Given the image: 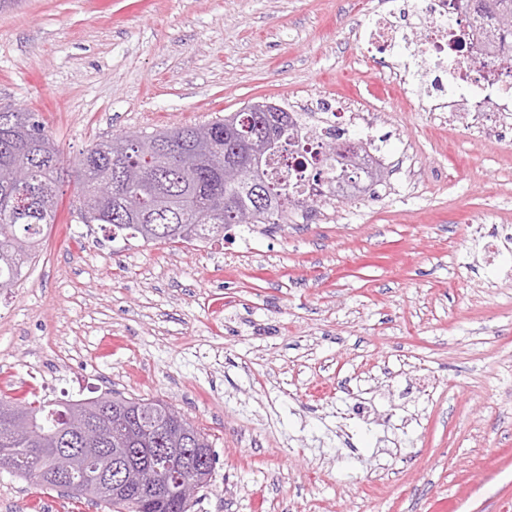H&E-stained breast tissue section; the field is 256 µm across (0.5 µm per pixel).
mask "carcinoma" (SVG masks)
<instances>
[{"label": "carcinoma", "instance_id": "1", "mask_svg": "<svg viewBox=\"0 0 512 512\" xmlns=\"http://www.w3.org/2000/svg\"><path fill=\"white\" fill-rule=\"evenodd\" d=\"M474 18L487 20L481 41L469 50L473 67L484 66L488 51L501 44L509 47L503 57L500 74L512 77V0H470ZM288 121L282 141L288 158L303 153L301 113L282 110ZM249 140L237 113L202 126H185L151 134L126 135L91 145L76 160L77 211L85 224L112 225V239H139L146 243L192 244L224 237V229L237 223V215L227 202L251 213L253 224H278L288 214L307 210L310 198L291 193L288 182L294 174L305 173L315 182L336 183V199H346L341 191L357 186L340 177L336 159L324 150L336 144L321 139L311 170L301 160L287 166L283 179L270 180L265 174L268 158L259 168L247 172L245 179H234L224 172V159L231 149L244 148ZM64 170L59 147L45 131L34 112L0 109V295L14 287L23 269L40 245L41 227L52 224L57 209L56 183ZM118 175V196L102 199L96 185ZM271 187L264 199L248 191L253 183ZM162 402L126 398L110 389L89 399L65 400L63 404L34 399L8 400L0 395V416L12 413L24 422L29 438L17 442L22 449L12 471L33 479L27 452L39 455L38 470L45 474L40 482L60 489L51 478L57 462L53 443L59 432L78 427L83 413L100 414L99 433L82 444L84 448H174L177 438L194 441L209 448L207 437L185 420L178 432H166L160 438H147L146 426L161 417ZM83 497L111 512H187L177 507L173 497L136 500L125 494L104 498L92 487Z\"/></svg>", "mask_w": 512, "mask_h": 512}]
</instances>
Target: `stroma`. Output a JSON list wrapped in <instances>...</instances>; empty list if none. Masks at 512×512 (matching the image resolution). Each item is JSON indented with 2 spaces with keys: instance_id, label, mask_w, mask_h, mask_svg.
I'll return each instance as SVG.
<instances>
[{
  "instance_id": "1",
  "label": "stroma",
  "mask_w": 512,
  "mask_h": 512,
  "mask_svg": "<svg viewBox=\"0 0 512 512\" xmlns=\"http://www.w3.org/2000/svg\"><path fill=\"white\" fill-rule=\"evenodd\" d=\"M418 0H21L0 9V106L65 158L116 133L204 124L254 101H339L386 180L286 224L207 243H117L82 223L76 177L0 297V392L112 388L208 438L189 512H512V146L432 113L408 62ZM394 10L405 40L369 50ZM404 71V86L383 79ZM368 413L357 418L354 404ZM0 512H97L0 470Z\"/></svg>"
}]
</instances>
